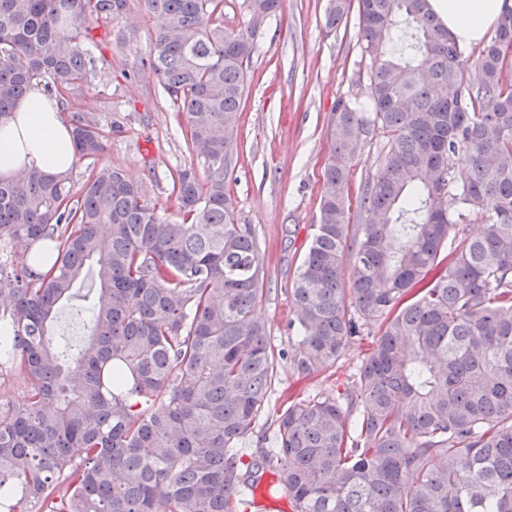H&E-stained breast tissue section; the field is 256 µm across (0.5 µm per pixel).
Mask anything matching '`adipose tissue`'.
I'll list each match as a JSON object with an SVG mask.
<instances>
[{"instance_id": "obj_1", "label": "adipose tissue", "mask_w": 512, "mask_h": 512, "mask_svg": "<svg viewBox=\"0 0 512 512\" xmlns=\"http://www.w3.org/2000/svg\"><path fill=\"white\" fill-rule=\"evenodd\" d=\"M449 33L467 46L484 42L512 0H428ZM75 163L72 136L56 108L38 92L21 101L0 123V176L10 178L31 168L52 174Z\"/></svg>"}]
</instances>
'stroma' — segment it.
<instances>
[{"label":"stroma","mask_w":512,"mask_h":512,"mask_svg":"<svg viewBox=\"0 0 512 512\" xmlns=\"http://www.w3.org/2000/svg\"><path fill=\"white\" fill-rule=\"evenodd\" d=\"M329 4L330 0H283L257 37L245 68L234 172L226 183L237 217L253 225L264 254V292L256 312L267 324L271 344L285 350L298 340L296 329L288 325L291 289L319 222L322 173L331 157L332 115L338 101H363L369 92L370 60L358 39V12L350 10L329 32L324 27ZM132 13L138 23L123 44L110 48L92 43L95 53L111 55L112 69L105 81L91 88L85 105L97 111L101 123L112 126L100 163L144 183L161 215L174 220L179 209L169 174L190 165L192 155L169 98L153 74L139 67L159 22L138 2ZM386 141V135L376 133L361 144L351 162V223L363 221L358 201ZM90 324L89 301L69 302L58 313L53 339L58 346L77 350ZM378 334V325L364 326L336 365L316 376L298 375L289 364H281L269 404L242 442V451L252 452L261 438L273 436L284 397H341Z\"/></svg>","instance_id":"35a3bbf8"}]
</instances>
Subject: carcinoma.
Returning <instances> with one entry per match:
<instances>
[{"instance_id": "obj_1", "label": "carcinoma", "mask_w": 512, "mask_h": 512, "mask_svg": "<svg viewBox=\"0 0 512 512\" xmlns=\"http://www.w3.org/2000/svg\"><path fill=\"white\" fill-rule=\"evenodd\" d=\"M141 2L161 25L140 67L182 113L203 175H172L176 220L110 164L78 196L69 172L0 177V248H23L0 261V321L7 369L27 389L19 406L0 402V506L238 512L274 461L294 512H512V14L471 86L470 57L428 0H357L369 93L331 121L319 224L292 288L300 339L277 352L255 314L261 248L226 179L245 64L281 0H243L237 32L224 30V0ZM350 3L332 0L328 30ZM130 13V0H0V122L41 84L70 113L75 157L101 156L110 133L83 102L112 61L87 43ZM377 131L388 148L360 199L364 223L351 224L350 161ZM444 251L448 268L426 281ZM87 275L91 327L69 354L51 322ZM369 323L379 336L344 400L288 405L272 447L243 462L280 361L318 374Z\"/></svg>"}]
</instances>
